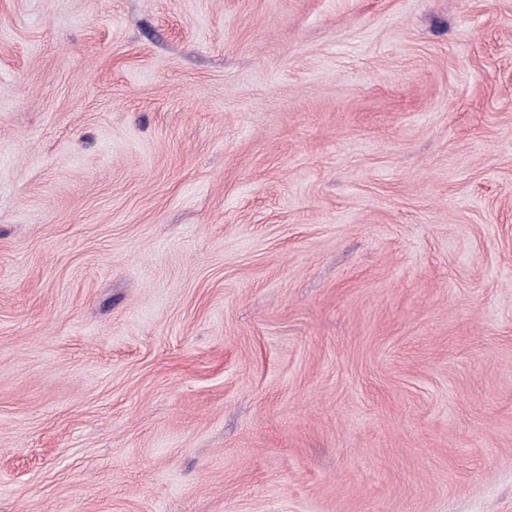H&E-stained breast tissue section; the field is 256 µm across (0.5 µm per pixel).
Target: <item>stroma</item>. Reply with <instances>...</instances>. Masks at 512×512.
<instances>
[{"mask_svg": "<svg viewBox=\"0 0 512 512\" xmlns=\"http://www.w3.org/2000/svg\"><path fill=\"white\" fill-rule=\"evenodd\" d=\"M0 512H512V0H0Z\"/></svg>", "mask_w": 512, "mask_h": 512, "instance_id": "stroma-1", "label": "stroma"}]
</instances>
